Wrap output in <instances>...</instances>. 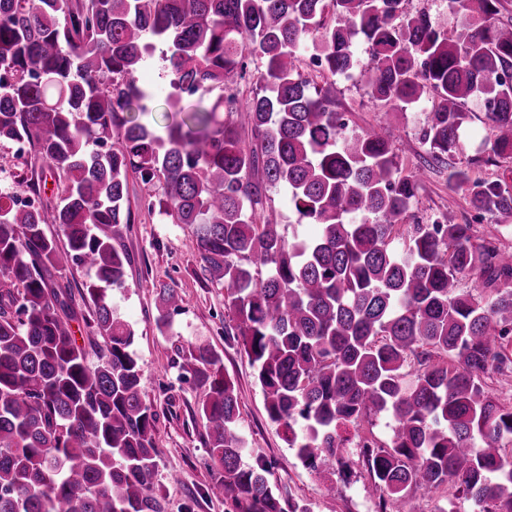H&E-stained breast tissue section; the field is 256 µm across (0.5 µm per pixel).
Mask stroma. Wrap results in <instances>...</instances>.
I'll list each match as a JSON object with an SVG mask.
<instances>
[{"label":"stroma","mask_w":512,"mask_h":512,"mask_svg":"<svg viewBox=\"0 0 512 512\" xmlns=\"http://www.w3.org/2000/svg\"><path fill=\"white\" fill-rule=\"evenodd\" d=\"M327 90L337 111L345 113L351 127L368 130L374 127L381 109L379 102L367 94L358 71L318 80ZM431 99L419 106L397 112L389 135L399 163L407 168L419 166L423 151L419 130ZM468 113L466 135L471 147L458 156L460 164L469 166L476 176L512 179V163L487 162L483 143L489 130L482 121L481 98H473L465 107ZM151 190L138 179H130L129 196L134 221L123 228L115 245L133 258L123 288L109 293L112 309L127 321L135 332L132 350L142 373V395L156 413L155 445L158 449L155 482L159 486L164 512H233L230 500L209 495L212 482L211 461L205 445L206 429L198 408L202 391L191 376L176 365L180 353L192 344L206 342L220 354L224 371L235 383L240 415L237 430L246 443L242 460L250 465L256 459L269 464L272 484L285 488L308 504L310 512H376L377 496L362 464H352L349 471L326 477L305 467L289 448L281 426L269 420L261 388L250 359L226 331L233 322L224 306V290L211 284L192 245V233L182 224L166 223L163 217L143 208ZM452 224L474 225L486 233L489 216L480 215L470 203L467 188L449 184L445 172L426 171L410 210V223H431L434 218ZM90 271L77 266L58 277L69 288L79 318L72 323L77 342L87 352L89 363H96L102 339L89 332L82 321L92 305L81 297V286ZM153 280L150 288L142 280ZM174 284L185 298L181 310L168 316L165 328H157L159 301L155 284Z\"/></svg>","instance_id":"stroma-1"}]
</instances>
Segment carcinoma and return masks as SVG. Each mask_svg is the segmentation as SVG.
Returning <instances> with one entry per match:
<instances>
[{"mask_svg":"<svg viewBox=\"0 0 512 512\" xmlns=\"http://www.w3.org/2000/svg\"><path fill=\"white\" fill-rule=\"evenodd\" d=\"M402 2L0 0V144L17 138L41 162L18 180L33 201L0 195V512H163L134 332L106 301L132 265L112 244L132 223L131 176L157 189L147 210L192 228L267 416L300 460L349 468L350 431L390 414V442L359 449L379 512L440 490L476 512H512V405L491 392L512 376V251L498 244L512 184L448 162L466 149L475 96L490 152L512 158V24L496 19L501 0H448V33ZM358 35L371 49L360 75L385 106L379 129L362 132L299 69L311 49L323 75L350 71ZM158 45L166 106L181 113L161 130L140 121L157 94L138 81ZM252 57L264 72L243 98ZM425 94L421 144L448 180L472 184L494 220L481 237L472 224H405L421 172L399 164L386 127ZM49 178L58 200L46 208ZM277 188L316 237L286 241ZM78 264L94 272L82 320L104 340L95 364L73 334L71 293L53 282ZM471 275L488 298L460 288ZM150 287L162 308L182 307L175 285ZM180 368L202 389L209 494L237 512H310L269 482L263 459L242 463L218 352L196 344Z\"/></svg>","mask_w":512,"mask_h":512,"instance_id":"1","label":"carcinoma"}]
</instances>
